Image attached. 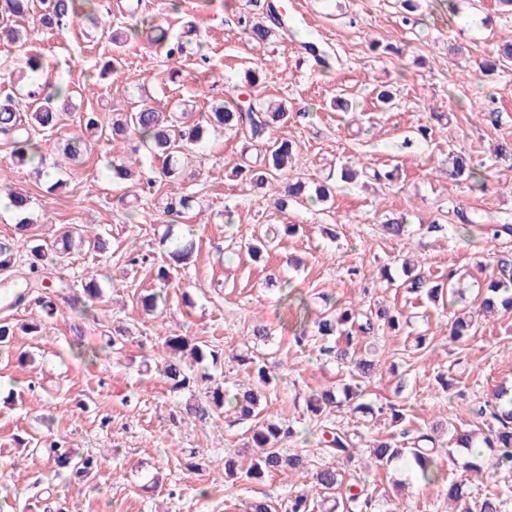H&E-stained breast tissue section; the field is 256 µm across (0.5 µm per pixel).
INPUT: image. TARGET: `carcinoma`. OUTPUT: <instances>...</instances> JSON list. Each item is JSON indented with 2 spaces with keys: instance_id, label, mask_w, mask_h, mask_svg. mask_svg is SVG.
Returning a JSON list of instances; mask_svg holds the SVG:
<instances>
[{
  "instance_id": "1",
  "label": "carcinoma",
  "mask_w": 512,
  "mask_h": 512,
  "mask_svg": "<svg viewBox=\"0 0 512 512\" xmlns=\"http://www.w3.org/2000/svg\"><path fill=\"white\" fill-rule=\"evenodd\" d=\"M100 11L99 0H0V18L5 23L0 25V36L14 44H26L32 30L16 29L6 20L13 16H29L33 25L39 29L64 28L87 17L99 24L102 18L97 15ZM134 23L124 27L112 35L114 50L112 60L104 63L101 72L105 75L115 70L122 48L132 40L141 39L155 50L171 58L182 51L180 42L172 30L155 19L136 17L131 14ZM285 22L273 5H268L266 20L244 25L243 33L248 40L263 43L280 30L284 29ZM34 109L28 113L26 123L17 118L15 99L9 95L0 96V135L6 137L12 147L11 159L14 164L31 167L35 173H46V157L41 147L32 135L36 130L51 131L56 128L61 113L69 110L71 103L69 94L61 87H52L37 84L29 90ZM288 122V107L283 102L256 99L243 106L231 101L221 100L209 106L204 120L198 122H181L175 119V113L165 112L151 100L145 99L127 112H122L112 120V141L127 140L134 135L138 145L130 147L122 162L112 166V179L125 181L135 174V169L141 165V158H153L162 161L161 177L172 182L180 178L182 168L181 158L194 152L195 148L208 139L207 132L213 127H221L236 135H244L241 155L254 149L256 157L253 160H244L234 168V176L240 185L262 188L271 180L284 179V194L278 200L280 210L288 209V203L296 204L301 200L327 202L330 199L335 185L329 180H322L306 185L301 180L288 178V169L292 167L297 157V145L286 137L272 136L273 128ZM451 177L466 176L472 182V189L483 191L487 188L486 177L473 171L461 157L452 158V167L448 169ZM190 197L174 196L166 202L164 213L171 218L182 216L189 209ZM297 226L285 224L283 229L269 228L264 240L248 246L250 255L254 258L270 249L282 235H292ZM383 231L391 238L402 239L406 235L405 218H389L384 221ZM83 239V229L73 227L67 230L55 241L56 254L63 257L70 254L74 239ZM25 248L39 260L43 257V247L34 244L25 236L11 241L0 240V267H11L16 252ZM405 283L408 288L418 294H424L431 300H437L443 288L430 284V275L419 271L408 275ZM34 284L25 277L20 276L13 282V288L7 293L12 299L10 307L21 304ZM495 309L512 310V259L498 260L494 275L488 280L486 296L480 303V310L488 312ZM402 314L390 309H377L376 311L360 312L352 307H331L321 312L315 321L317 334L324 341L333 337H344L345 345L327 346L325 351L336 353L340 358L349 355V348L361 336H373L377 331L388 326L392 329L398 327ZM474 326L473 320L461 317L457 312L450 315V336L456 342L464 343L471 336ZM164 346L168 358L164 363L165 376L170 383L171 392H180L210 379V376L198 375L193 366L208 358L211 363L218 362L215 351L200 342L187 336L173 334L165 338ZM239 362L246 366L247 373L255 374L257 383L270 385L271 374L267 367L255 361L242 357ZM512 392L499 388L494 391L492 399L472 409L473 418L477 423L487 426V432L482 437V444L487 449L492 465L508 473L512 472ZM343 399H337L336 391L322 390L314 393L308 400V409L316 416L321 417L325 412L331 411L334 406L346 404L349 410L363 416L377 417L383 410L391 411L392 419L401 418L402 413L396 405L373 408L371 404L361 401V384L355 382L346 384L342 388ZM206 401L189 404L186 411L203 416L209 410L224 408L225 394L222 388L215 387L205 393ZM262 392L251 383L238 386L233 395L234 408L244 419L260 416L265 406L261 402ZM292 430L282 422L267 417L254 430L251 440L254 447L261 449L248 471V477L258 481L274 474L287 471L300 472L306 467L305 457L298 452L283 450V440L290 437ZM364 443L369 451L371 463L376 466H392L397 463L410 465L415 478L432 483L439 480L437 455L435 447L437 440L430 434L419 432L410 441V447H401L394 440H365L360 442L341 432L330 431L324 443L327 452L338 457L353 459L354 450L359 443ZM48 456L54 458L60 467H68L77 475H88L99 467L94 456L74 457L69 451L55 444L46 449ZM315 486L323 494H336L342 485V476L333 466H327L316 471L313 475ZM445 494L448 498V512H500L501 501L497 496H486L481 500L469 497L466 482L463 480L448 479L445 485ZM344 512H378L377 500L365 493L362 479H356L348 491L341 496ZM314 503L311 502L308 492L303 490L288 499L287 512H313Z\"/></svg>"
}]
</instances>
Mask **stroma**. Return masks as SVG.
<instances>
[{
	"label": "stroma",
	"mask_w": 512,
	"mask_h": 512,
	"mask_svg": "<svg viewBox=\"0 0 512 512\" xmlns=\"http://www.w3.org/2000/svg\"><path fill=\"white\" fill-rule=\"evenodd\" d=\"M128 2L176 32L195 19L197 30L183 53L170 60L133 41L124 48L119 73L101 80L97 71L112 54V33L130 25L129 13L113 10L96 27L85 20L37 34L47 60L39 83L64 85L72 94L57 128L39 136L48 163L62 165L63 186L47 193L31 169L12 165L10 146L0 141V178L27 196L30 236L50 243L64 227L79 225L110 240L105 254L76 251L65 261L63 272L74 287L94 276L102 288L86 317L71 308L69 295L48 288L51 257L36 261L25 251L15 257L12 270L33 271L43 286L6 313L15 336L11 352L0 355V512H244L253 498L266 494L281 504L303 490L314 512H328L312 483L313 472L326 465L337 467L348 484L368 475L381 512L397 482L403 485L398 500L408 512H448L446 478L468 480L477 498L498 494L502 512H512V473L489 467L470 478L461 451H441V482L423 485L402 469L368 471L362 459L333 457L322 442L327 427L370 439H396L402 430L435 424L462 427L472 422L469 407L490 399L498 387H512V311L479 318L475 335L454 342L447 310L409 293L401 271L406 258L424 263L441 280L449 270L466 271L469 287L459 306L474 310L498 257L512 254V236L485 231L489 224H512V162L495 155L498 144L512 143V60L502 62L487 83L477 78L483 59L512 38V14L502 13L497 0H416L409 14L400 0ZM270 3L288 16L291 31L261 45L248 42L239 19H264ZM307 40L326 52L328 66L307 68ZM263 59L270 62L265 80L247 87L246 69ZM172 68L180 72L175 85L167 81ZM384 86L395 93L387 110L377 100ZM230 95L241 102L287 101L290 118L277 133L296 142L295 173L304 181L323 180L345 164L361 169V176L339 183L327 203L281 211L275 202L282 184L252 192L231 180L242 138L227 132L197 149L177 181H161L158 165L143 163L140 173L155 188L140 187L121 204L107 169L115 156L111 140L93 137L77 161L66 160L58 148L82 134L87 112H97L108 126L141 98L166 108L180 98L190 101L198 121L208 105ZM339 96L355 98V111L331 108ZM420 126L430 127L429 139L406 145ZM451 152L486 171L487 191L448 178L443 162ZM376 171L393 177L374 180ZM173 194L195 200L174 224L163 212ZM460 209L480 217L482 229L464 230ZM228 210L235 218L229 227ZM403 213L413 235L400 242L384 237L385 217ZM287 222L298 224L296 235L260 261L248 257L245 242ZM432 223L441 231H429ZM185 238L194 240V252L186 263L172 264L170 251ZM138 251L148 254L147 263L130 264ZM162 265L172 276L165 288L155 278ZM12 270L0 269V293ZM271 278L277 286H268ZM281 284L304 299L307 311L280 302ZM159 288L166 304L145 312L141 297ZM329 298L407 317V325L356 346L359 356L373 349L381 358L362 384L367 402L403 406V422L371 419L344 406L322 419L308 411L311 394L339 389L356 376L351 360L323 353L312 336ZM43 299L57 304L52 320L42 317ZM33 323L41 325L40 333H29ZM260 326L269 336L257 342L253 330ZM118 329L125 333L122 349L105 347L103 336ZM299 330L312 336L303 350L293 342ZM169 333L194 337L218 352L211 373L230 389L248 380L238 355L268 364L277 381L266 392L267 409L294 428L283 446L306 456L305 473L252 481L247 471L256 456L254 420L229 406L203 420L183 414L186 403L203 401L205 390L171 393L162 347ZM443 374L453 379L450 390L438 383ZM53 440L97 456L100 470L80 482L57 477L43 450ZM228 457L238 463L232 483L224 476Z\"/></svg>",
	"instance_id": "stroma-1"
}]
</instances>
